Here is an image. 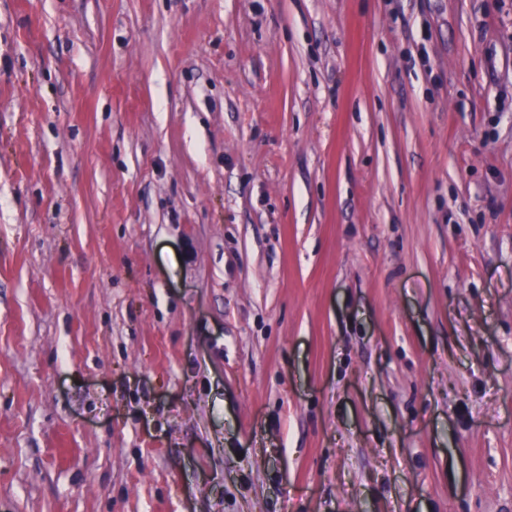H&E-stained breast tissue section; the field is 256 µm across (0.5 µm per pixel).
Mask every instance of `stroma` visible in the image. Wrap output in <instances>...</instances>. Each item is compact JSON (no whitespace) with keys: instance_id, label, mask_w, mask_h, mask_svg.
<instances>
[{"instance_id":"obj_1","label":"stroma","mask_w":512,"mask_h":512,"mask_svg":"<svg viewBox=\"0 0 512 512\" xmlns=\"http://www.w3.org/2000/svg\"><path fill=\"white\" fill-rule=\"evenodd\" d=\"M0 512H512V0H0Z\"/></svg>"}]
</instances>
